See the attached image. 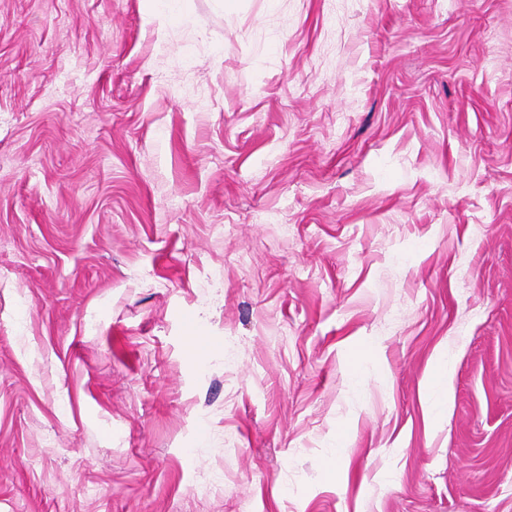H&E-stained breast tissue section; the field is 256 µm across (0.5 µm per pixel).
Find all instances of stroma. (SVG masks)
Listing matches in <instances>:
<instances>
[{
    "label": "stroma",
    "instance_id": "35a3bbf8",
    "mask_svg": "<svg viewBox=\"0 0 512 512\" xmlns=\"http://www.w3.org/2000/svg\"><path fill=\"white\" fill-rule=\"evenodd\" d=\"M0 512H512V0H0Z\"/></svg>",
    "mask_w": 512,
    "mask_h": 512
}]
</instances>
